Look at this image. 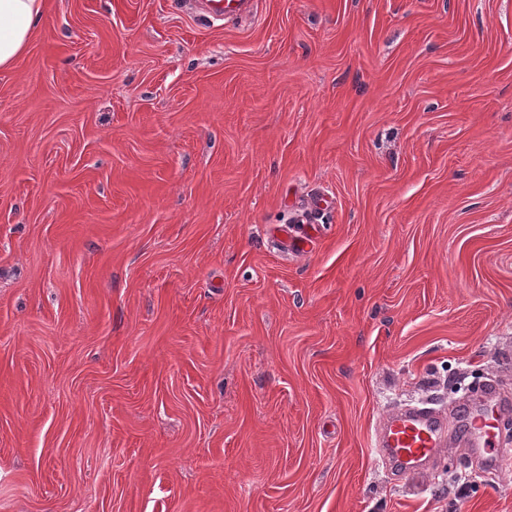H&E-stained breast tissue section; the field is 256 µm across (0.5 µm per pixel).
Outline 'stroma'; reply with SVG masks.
I'll return each instance as SVG.
<instances>
[{"label": "stroma", "instance_id": "obj_1", "mask_svg": "<svg viewBox=\"0 0 512 512\" xmlns=\"http://www.w3.org/2000/svg\"><path fill=\"white\" fill-rule=\"evenodd\" d=\"M180 2L0 70V512H512L457 412L512 398V0ZM205 11L214 19H234L251 11L253 0H205ZM446 428V416L426 405L396 411L384 423L375 454L410 470L436 455Z\"/></svg>", "mask_w": 512, "mask_h": 512}]
</instances>
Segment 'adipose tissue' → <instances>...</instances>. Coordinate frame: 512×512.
<instances>
[{"label":"adipose tissue","instance_id":"obj_1","mask_svg":"<svg viewBox=\"0 0 512 512\" xmlns=\"http://www.w3.org/2000/svg\"><path fill=\"white\" fill-rule=\"evenodd\" d=\"M45 0H0V69L14 65L44 17Z\"/></svg>","mask_w":512,"mask_h":512}]
</instances>
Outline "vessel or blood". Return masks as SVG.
<instances>
[{
	"label": "vessel or blood",
	"mask_w": 512,
	"mask_h": 512,
	"mask_svg": "<svg viewBox=\"0 0 512 512\" xmlns=\"http://www.w3.org/2000/svg\"><path fill=\"white\" fill-rule=\"evenodd\" d=\"M254 0H205L207 15L215 19H234L251 11ZM495 385L483 390L480 407H466L469 447L489 454L498 469H512V448L494 445L493 431L499 426ZM447 428L446 416L436 409L422 405L400 410L385 421L375 447L376 454L392 458L404 469L433 457L439 450Z\"/></svg>",
	"instance_id": "obj_1"
}]
</instances>
